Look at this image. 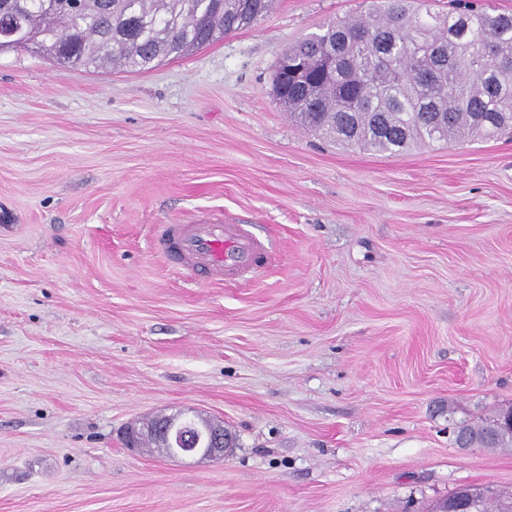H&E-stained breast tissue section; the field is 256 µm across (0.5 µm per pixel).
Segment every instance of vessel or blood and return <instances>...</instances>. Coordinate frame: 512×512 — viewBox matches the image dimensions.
<instances>
[{"label":"vessel or blood","instance_id":"1","mask_svg":"<svg viewBox=\"0 0 512 512\" xmlns=\"http://www.w3.org/2000/svg\"><path fill=\"white\" fill-rule=\"evenodd\" d=\"M155 245L187 276L202 275L210 283L248 275L275 260L245 225L227 224L218 218L163 225Z\"/></svg>","mask_w":512,"mask_h":512}]
</instances>
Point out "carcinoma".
<instances>
[{"label":"carcinoma","instance_id":"1","mask_svg":"<svg viewBox=\"0 0 512 512\" xmlns=\"http://www.w3.org/2000/svg\"><path fill=\"white\" fill-rule=\"evenodd\" d=\"M36 2L23 17L40 36V50L58 58V42L72 46L75 66L113 63L128 71L178 59L257 24L274 0H106V9L76 19L74 0ZM336 53V75L318 69ZM112 48L101 49L106 38ZM292 63L321 91L309 98L301 80L275 71L274 93L298 125L343 147L402 153L415 145L449 143L473 133L491 139L512 133V13L456 0L447 12L421 14L413 0H380L366 12L338 18L288 49ZM495 414L461 427L483 448H511L512 438L487 437ZM480 512H512V498L483 497Z\"/></svg>","mask_w":512,"mask_h":512}]
</instances>
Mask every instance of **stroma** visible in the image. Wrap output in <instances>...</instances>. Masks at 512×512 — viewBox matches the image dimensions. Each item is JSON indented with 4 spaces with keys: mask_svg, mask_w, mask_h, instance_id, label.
<instances>
[{
    "mask_svg": "<svg viewBox=\"0 0 512 512\" xmlns=\"http://www.w3.org/2000/svg\"><path fill=\"white\" fill-rule=\"evenodd\" d=\"M370 0H275L145 72L0 52V512H429L512 493V137L391 155L292 122L282 53ZM245 224L274 265L221 284L165 224ZM193 408L220 461L123 442ZM512 406L502 407L492 416L486 417L481 420L480 423L476 425H472L471 423L462 422L459 427H462L465 431H468L471 435L478 438L481 441V447L483 448H511L512 447ZM509 413V414H507ZM506 414L505 416H503ZM503 416L498 423L496 424V428L494 429V434H505L511 435V439L500 438L498 440H494L491 438L485 437L490 433V426L492 422L495 424L497 418Z\"/></svg>",
    "mask_w": 512,
    "mask_h": 512,
    "instance_id": "1",
    "label": "stroma"
}]
</instances>
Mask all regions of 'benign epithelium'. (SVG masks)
I'll list each match as a JSON object with an SVG mask.
<instances>
[{"label": "benign epithelium", "instance_id": "1", "mask_svg": "<svg viewBox=\"0 0 512 512\" xmlns=\"http://www.w3.org/2000/svg\"><path fill=\"white\" fill-rule=\"evenodd\" d=\"M29 0H11L8 9L0 12V47L34 44L22 24ZM150 432L149 438L163 441L172 458L218 461L224 459L233 447V438L224 429V422L210 418L196 410L180 411L156 416L152 421L128 432L130 446H137L140 434ZM480 492L468 485L458 487L455 495L441 508V512H477Z\"/></svg>", "mask_w": 512, "mask_h": 512}]
</instances>
